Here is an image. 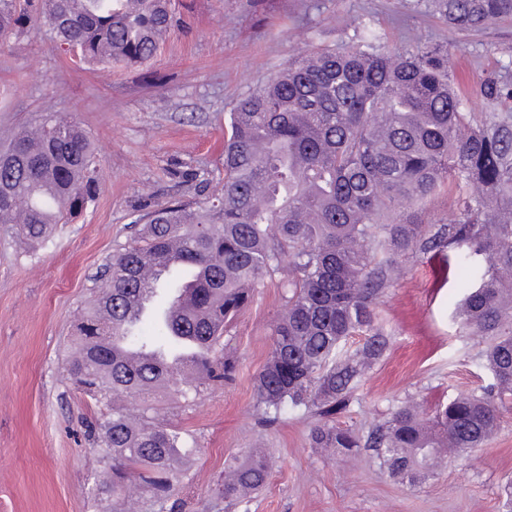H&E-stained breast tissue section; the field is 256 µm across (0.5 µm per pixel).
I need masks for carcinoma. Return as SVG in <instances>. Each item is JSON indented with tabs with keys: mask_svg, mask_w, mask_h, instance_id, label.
Listing matches in <instances>:
<instances>
[{
	"mask_svg": "<svg viewBox=\"0 0 512 512\" xmlns=\"http://www.w3.org/2000/svg\"><path fill=\"white\" fill-rule=\"evenodd\" d=\"M430 5L451 29L512 19V0ZM31 17L79 61L124 67L152 60L177 24L173 0H0V35ZM353 27L349 43L308 51L238 101L224 132L223 193L149 212L84 308L68 371L92 400L112 408L90 429L100 456L112 462L92 486L103 512H124L132 490L151 507L185 506L177 497L178 488H189L180 484L189 457L184 436L159 419L145 395L174 386L187 404L203 385L232 383L238 365L220 348L224 327L285 260L286 308L256 385L261 425L302 408L317 418L312 447L344 460L368 448L391 479L414 488L446 458L483 447L512 406V63L486 73L478 94L488 111L476 114L452 80L448 44L393 51L377 30ZM449 183L456 219L437 229L421 223L425 203ZM99 186L90 136L72 117L49 116L0 148V224L32 244L54 225L75 221ZM174 246L180 263L168 269ZM430 252L446 254L448 273L467 289L455 319L463 332L490 338L492 382L430 415L413 403L399 406L365 436L336 425L386 346L374 307L396 279L399 258ZM200 265L205 285L180 322L183 335L204 344L194 380L174 359L163 369L145 363L129 370L102 337L132 350L176 349L166 324L159 342L137 336L133 306L178 286ZM356 335L362 346L343 350ZM268 478L258 450L225 463V508Z\"/></svg>",
	"mask_w": 512,
	"mask_h": 512,
	"instance_id": "1",
	"label": "carcinoma"
}]
</instances>
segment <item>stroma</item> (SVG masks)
<instances>
[{
    "mask_svg": "<svg viewBox=\"0 0 512 512\" xmlns=\"http://www.w3.org/2000/svg\"><path fill=\"white\" fill-rule=\"evenodd\" d=\"M179 11L186 28L140 67L75 63L32 24L0 50V145L41 116L72 115L92 137L101 181L83 215L44 244L28 245L0 224V512H97L88 490L103 465L88 429L102 409L68 373L76 315L139 218L171 200L222 192L224 129L236 102L304 51L349 42V18L396 50L420 39L446 43L475 112L484 109L474 94L482 75L512 60V20L455 32L428 0H180ZM463 297L439 255L402 258L376 306L388 347L337 423L363 436L407 401L429 410L487 385L485 338L454 320ZM284 303L278 279L265 280L225 333L240 361L234 384L210 387L187 406L159 397L161 418L192 448L184 512H224V463L254 448L270 457L268 484L235 512H502L512 409L484 447L414 489L391 480L372 452L351 466L311 447L314 419L303 412L261 426L256 381Z\"/></svg>",
    "mask_w": 512,
    "mask_h": 512,
    "instance_id": "stroma-1",
    "label": "stroma"
}]
</instances>
